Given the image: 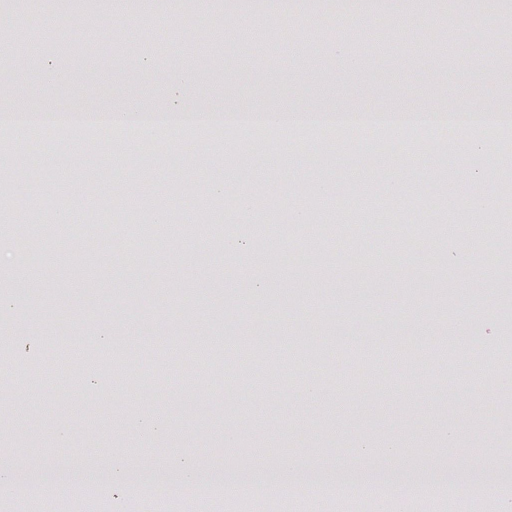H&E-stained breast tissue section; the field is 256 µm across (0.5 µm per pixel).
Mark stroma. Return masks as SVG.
I'll use <instances>...</instances> for the list:
<instances>
[{
    "label": "stroma",
    "instance_id": "stroma-1",
    "mask_svg": "<svg viewBox=\"0 0 512 512\" xmlns=\"http://www.w3.org/2000/svg\"><path fill=\"white\" fill-rule=\"evenodd\" d=\"M1 13L40 41L32 64L0 68L17 93L7 110L273 112L308 96L327 110L512 111V74L487 79L512 55L506 0L380 7L360 41L349 36L356 16L332 0H310L284 41L272 29L252 37L237 0H180L148 29L139 0H101L92 19L72 0H0ZM451 19L458 40L444 55L436 30ZM224 137L131 140L113 157L73 134L13 145L0 161L11 191L0 223L37 241L30 250L0 231L10 343L0 452L12 473L34 478L75 457L74 474H103L106 512H149L137 478L173 466L189 476L292 460L332 475L362 445L423 481L448 469L463 482L512 478V365L499 354L512 331V293L500 286L512 257L490 247L491 232L512 234V199L497 184L512 177V137L494 141L490 159L469 151L480 135L455 139L453 155L469 162L447 167L431 149L411 164L367 139L256 144L241 131L235 149ZM316 179L335 194H314ZM377 189L386 195L371 221L359 198ZM131 192L148 218L169 213L171 235L131 236L133 217L112 207ZM37 198L52 209L34 212ZM474 224L487 236L471 239ZM62 235L82 243L63 260ZM191 344L204 363L181 358ZM307 349L320 353L314 364L277 373V356ZM63 358L65 370L52 368ZM477 359L489 379L439 403L448 368ZM138 420L151 432L132 434Z\"/></svg>",
    "mask_w": 512,
    "mask_h": 512
}]
</instances>
